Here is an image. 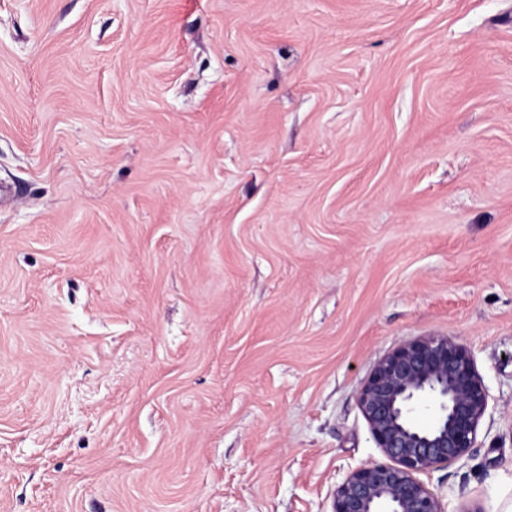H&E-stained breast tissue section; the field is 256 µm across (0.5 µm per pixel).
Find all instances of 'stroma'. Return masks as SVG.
<instances>
[{"mask_svg": "<svg viewBox=\"0 0 512 512\" xmlns=\"http://www.w3.org/2000/svg\"><path fill=\"white\" fill-rule=\"evenodd\" d=\"M512 505V0H0V512H330L403 339Z\"/></svg>", "mask_w": 512, "mask_h": 512, "instance_id": "35a3bbf8", "label": "stroma"}]
</instances>
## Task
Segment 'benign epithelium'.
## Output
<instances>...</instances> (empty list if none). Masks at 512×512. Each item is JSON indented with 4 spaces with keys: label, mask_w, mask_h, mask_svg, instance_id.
Returning a JSON list of instances; mask_svg holds the SVG:
<instances>
[{
    "label": "benign epithelium",
    "mask_w": 512,
    "mask_h": 512,
    "mask_svg": "<svg viewBox=\"0 0 512 512\" xmlns=\"http://www.w3.org/2000/svg\"><path fill=\"white\" fill-rule=\"evenodd\" d=\"M433 398L439 415L429 427L409 419L410 404ZM359 408L387 463L350 471L336 486L332 512H444L419 475L466 458L488 408V392L470 350L454 336L404 339L373 367Z\"/></svg>",
    "instance_id": "7a95c632"
}]
</instances>
